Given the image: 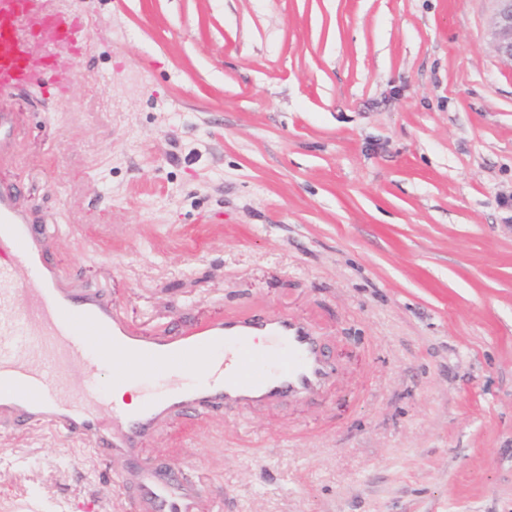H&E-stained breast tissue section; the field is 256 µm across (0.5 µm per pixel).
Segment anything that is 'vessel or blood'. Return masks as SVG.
I'll return each instance as SVG.
<instances>
[{
  "label": "vessel or blood",
  "instance_id": "1",
  "mask_svg": "<svg viewBox=\"0 0 512 512\" xmlns=\"http://www.w3.org/2000/svg\"><path fill=\"white\" fill-rule=\"evenodd\" d=\"M90 31L83 16L50 0H0V95L40 85L51 75L54 95L65 97L71 72L54 71L62 55L84 53ZM42 232L13 197L0 193V421L16 426L48 422L87 440L103 459L122 458L133 493L128 512H200L201 489L182 470L142 461L141 444L176 415L201 409L245 410L289 398L319 395L334 377L320 336L304 322L252 313L163 336L136 333L99 294L65 288L45 258ZM269 347L273 368L257 374L247 351L254 338ZM40 340L44 363L18 354ZM229 349L222 379L178 386L151 396L136 412L105 414L94 389L75 395L62 368L79 364L95 377L99 364L122 360L118 383L137 381V368L159 372L196 367L215 346Z\"/></svg>",
  "mask_w": 512,
  "mask_h": 512
}]
</instances>
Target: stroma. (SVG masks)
Returning a JSON list of instances; mask_svg holds the SVG:
<instances>
[{"label":"stroma","instance_id":"stroma-1","mask_svg":"<svg viewBox=\"0 0 512 512\" xmlns=\"http://www.w3.org/2000/svg\"><path fill=\"white\" fill-rule=\"evenodd\" d=\"M66 98L0 96V188L152 334L306 320L319 397L202 410L143 461L203 512H512V65L494 0H58ZM121 463L0 423V512H119Z\"/></svg>","mask_w":512,"mask_h":512}]
</instances>
